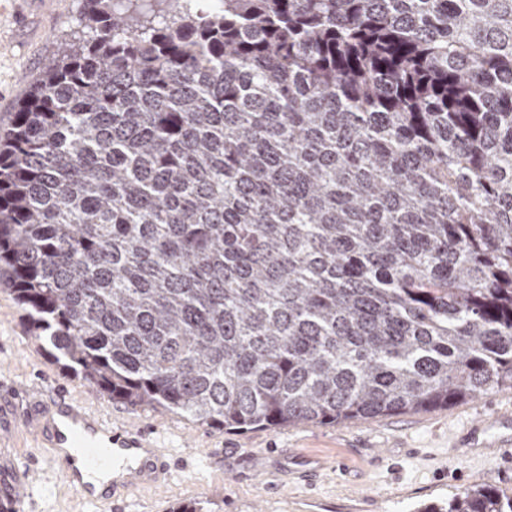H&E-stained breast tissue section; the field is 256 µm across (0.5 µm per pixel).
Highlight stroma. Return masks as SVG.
<instances>
[{"mask_svg": "<svg viewBox=\"0 0 512 512\" xmlns=\"http://www.w3.org/2000/svg\"><path fill=\"white\" fill-rule=\"evenodd\" d=\"M85 0H0V130L40 77L62 39L85 36ZM64 389L138 424L181 451L163 488L125 496L117 508L81 505L25 424L44 394ZM512 415V392L447 408L333 425L301 424L247 432L218 430L147 406L110 400L63 370L28 332L13 295L0 285V463L28 474L23 512H169L201 503L206 512H294L297 496L320 498L324 512H414L462 487L489 485L512 497V462L472 459L467 431Z\"/></svg>", "mask_w": 512, "mask_h": 512, "instance_id": "stroma-1", "label": "stroma"}]
</instances>
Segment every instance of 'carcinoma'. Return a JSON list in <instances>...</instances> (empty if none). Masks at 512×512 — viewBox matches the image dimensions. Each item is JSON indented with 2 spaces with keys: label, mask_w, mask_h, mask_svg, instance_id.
Here are the masks:
<instances>
[{
  "label": "carcinoma",
  "mask_w": 512,
  "mask_h": 512,
  "mask_svg": "<svg viewBox=\"0 0 512 512\" xmlns=\"http://www.w3.org/2000/svg\"><path fill=\"white\" fill-rule=\"evenodd\" d=\"M212 2L87 0L0 133L30 335L238 432L511 390L512 0Z\"/></svg>",
  "instance_id": "carcinoma-1"
}]
</instances>
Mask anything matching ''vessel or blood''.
I'll list each match as a JSON object with an SVG mask.
<instances>
[{
	"mask_svg": "<svg viewBox=\"0 0 512 512\" xmlns=\"http://www.w3.org/2000/svg\"><path fill=\"white\" fill-rule=\"evenodd\" d=\"M28 429L83 503L104 505L119 492L161 487L173 475V455L158 438L61 392L49 396Z\"/></svg>",
	"mask_w": 512,
	"mask_h": 512,
	"instance_id": "b4317fda",
	"label": "vessel or blood"
}]
</instances>
